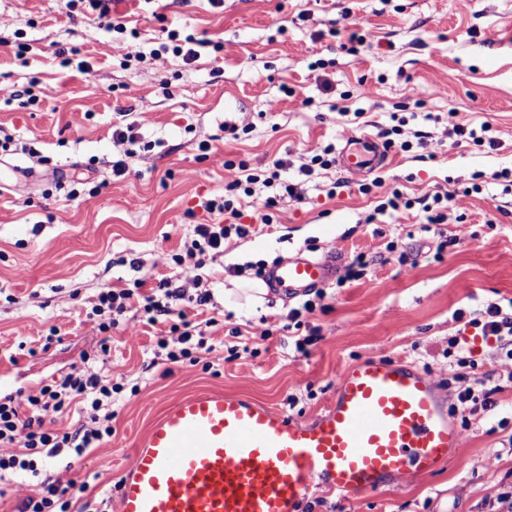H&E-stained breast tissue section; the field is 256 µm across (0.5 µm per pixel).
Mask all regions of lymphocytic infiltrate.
I'll return each mask as SVG.
<instances>
[{
	"mask_svg": "<svg viewBox=\"0 0 512 512\" xmlns=\"http://www.w3.org/2000/svg\"><path fill=\"white\" fill-rule=\"evenodd\" d=\"M68 11L91 9L97 11L107 31L112 32L115 57L123 60H141L158 57V50L144 52L140 44L126 38V25L121 17L112 14L108 0H67ZM230 177L224 183L223 195L208 199L207 212L224 214L220 224H198L194 227L192 246L196 259L184 263L174 257L172 277L161 279L153 289H145L143 281H135L130 288H102L97 302L86 315V322L97 333L110 332L118 317L130 311L140 312L146 324H167V335L158 337L157 349L163 350L166 362L177 364L192 359L194 353L205 350L204 341L194 340V325L189 317L190 307H204L211 301L210 293L186 295L184 283H199L206 265L208 251L223 248L226 239L244 238L251 232L250 225L238 223L235 201L238 195L253 196L256 186L268 188L269 193L261 203V221H273V212L284 196L296 195L297 183L285 177L288 162L277 159L267 169L251 173L246 164L225 162ZM418 204L427 224L439 225L445 221L447 196L426 193L416 201L404 200L399 190L390 191L375 211L398 219L402 210ZM122 391L120 384L112 383L94 366H87L77 375L67 374L49 384H44L22 397L0 395V481L18 472L38 478L37 494L21 495L17 512H72L81 494L88 491L87 479L70 470L53 475H42L40 463L47 457L61 454L82 455L87 449L104 445L112 434L110 407ZM78 409L81 423L70 431L55 432L45 426L47 413H65Z\"/></svg>",
	"mask_w": 512,
	"mask_h": 512,
	"instance_id": "1",
	"label": "lymphocytic infiltrate"
}]
</instances>
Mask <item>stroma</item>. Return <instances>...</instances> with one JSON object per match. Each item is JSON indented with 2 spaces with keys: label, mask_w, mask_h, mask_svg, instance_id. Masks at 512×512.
<instances>
[{
  "label": "stroma",
  "mask_w": 512,
  "mask_h": 512,
  "mask_svg": "<svg viewBox=\"0 0 512 512\" xmlns=\"http://www.w3.org/2000/svg\"><path fill=\"white\" fill-rule=\"evenodd\" d=\"M116 9L144 49L169 28L209 44L188 66L170 54L123 64L95 13L67 16L63 0H0V131L37 150L0 154L1 394L83 369L102 340L84 321L100 289L170 274L194 226L222 220L202 203L223 194L226 161L260 171L284 158L293 178L351 130L378 138L393 116L408 123L378 171L383 189L365 194L338 168H319L262 227L265 188L239 196L240 221L256 233L208 252L202 281L186 287L211 294L195 322L212 352L154 366L149 352L165 326L120 322L103 373L139 394L114 404L108 446L45 459L44 472L69 465L89 477L83 498L96 506L174 398L221 389L306 418L328 404L345 368L395 360L433 377L461 448L430 474L352 502L314 489L301 512H497L499 497L512 496V361L469 321L512 300V194L492 180L481 194L462 191L475 172L512 170V0H118ZM364 27L370 45L349 52L348 34ZM61 48L89 71L61 66ZM16 90L36 104L9 102ZM132 121L142 144L116 177L112 130ZM456 123L490 124L497 148L456 143ZM417 130L430 133L434 158L402 149ZM392 189L407 198L451 193L440 234L422 231L415 208L395 224L374 216ZM299 249L336 257L342 271L359 256L367 266L360 278L325 285L296 329L287 325L292 301L270 292L251 303L259 276L228 269L270 266ZM314 328L307 354L295 352L294 340ZM52 332L47 351L17 355L18 344ZM481 385L500 386L497 409L459 403L461 391Z\"/></svg>",
  "instance_id": "35a3bbf8"
}]
</instances>
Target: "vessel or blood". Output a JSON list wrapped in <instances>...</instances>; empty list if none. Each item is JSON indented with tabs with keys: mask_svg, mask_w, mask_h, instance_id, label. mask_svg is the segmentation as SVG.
<instances>
[{
	"mask_svg": "<svg viewBox=\"0 0 512 512\" xmlns=\"http://www.w3.org/2000/svg\"><path fill=\"white\" fill-rule=\"evenodd\" d=\"M388 158L362 135L346 140L337 164L362 179ZM336 270L331 258L300 249L265 278L293 300L325 286ZM461 446L432 376L401 361L367 359L345 369L328 405L308 418L207 389L171 401L151 423L114 512H300L313 489L354 498L431 473Z\"/></svg>",
	"mask_w": 512,
	"mask_h": 512,
	"instance_id": "1",
	"label": "vessel or blood"
}]
</instances>
